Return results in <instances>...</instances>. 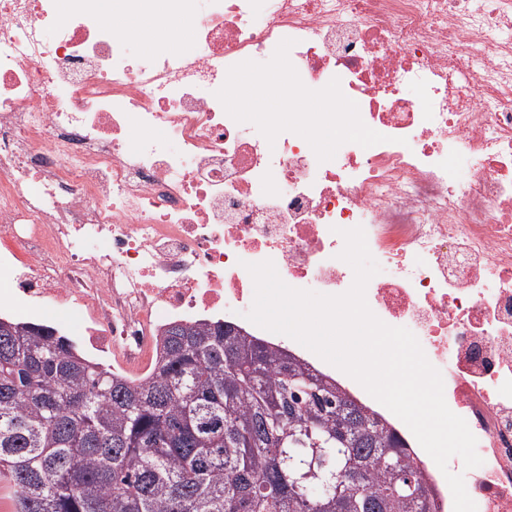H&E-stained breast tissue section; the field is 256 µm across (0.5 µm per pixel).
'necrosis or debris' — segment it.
<instances>
[{
  "mask_svg": "<svg viewBox=\"0 0 512 512\" xmlns=\"http://www.w3.org/2000/svg\"><path fill=\"white\" fill-rule=\"evenodd\" d=\"M120 2L164 37L116 31L99 0H0V307L139 368L172 321L262 335L247 264L344 293L340 232L363 227L370 309L417 337L477 439L482 465L448 471L477 512H512V0ZM259 61L332 103L225 106ZM344 389L453 512L409 428Z\"/></svg>",
  "mask_w": 512,
  "mask_h": 512,
  "instance_id": "obj_1",
  "label": "necrosis or debris"
}]
</instances>
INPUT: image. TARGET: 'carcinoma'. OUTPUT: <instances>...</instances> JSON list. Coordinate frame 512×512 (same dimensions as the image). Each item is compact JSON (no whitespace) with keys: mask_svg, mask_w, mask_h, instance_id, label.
Segmentation results:
<instances>
[{"mask_svg":"<svg viewBox=\"0 0 512 512\" xmlns=\"http://www.w3.org/2000/svg\"><path fill=\"white\" fill-rule=\"evenodd\" d=\"M149 371L0 316L14 512H433L405 441L288 348L173 323Z\"/></svg>","mask_w":512,"mask_h":512,"instance_id":"obj_1","label":"carcinoma"}]
</instances>
